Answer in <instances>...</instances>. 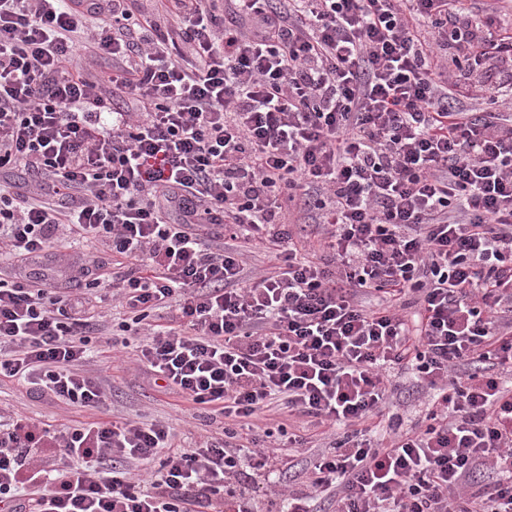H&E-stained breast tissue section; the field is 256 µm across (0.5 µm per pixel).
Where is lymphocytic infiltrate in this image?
Instances as JSON below:
<instances>
[{"label": "lymphocytic infiltrate", "instance_id": "f902f5d3", "mask_svg": "<svg viewBox=\"0 0 512 512\" xmlns=\"http://www.w3.org/2000/svg\"><path fill=\"white\" fill-rule=\"evenodd\" d=\"M132 2L0 0V169L54 196L0 185V264L77 239L128 263L79 292L0 276V377L103 407L85 304L110 301L205 428L0 410V512H512V0H230L247 33L215 0H164V29ZM243 243L273 271L247 279ZM272 411L323 438L305 480ZM399 381L400 387L392 398L393 405L404 417H414L421 409L420 388L408 377H402Z\"/></svg>", "mask_w": 512, "mask_h": 512}]
</instances>
